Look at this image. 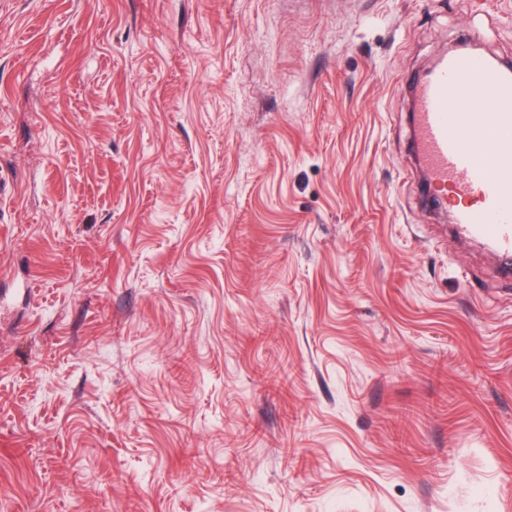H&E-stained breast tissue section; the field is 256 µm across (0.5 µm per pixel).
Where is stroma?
Masks as SVG:
<instances>
[{
	"label": "stroma",
	"instance_id": "stroma-1",
	"mask_svg": "<svg viewBox=\"0 0 512 512\" xmlns=\"http://www.w3.org/2000/svg\"><path fill=\"white\" fill-rule=\"evenodd\" d=\"M464 32L512 0H0V512H512V280L399 88Z\"/></svg>",
	"mask_w": 512,
	"mask_h": 512
}]
</instances>
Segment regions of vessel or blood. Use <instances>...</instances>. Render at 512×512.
<instances>
[{"instance_id":"obj_1","label":"vessel or blood","mask_w":512,"mask_h":512,"mask_svg":"<svg viewBox=\"0 0 512 512\" xmlns=\"http://www.w3.org/2000/svg\"><path fill=\"white\" fill-rule=\"evenodd\" d=\"M410 139L427 206L457 232L512 256V66L462 43L433 62L409 95Z\"/></svg>"}]
</instances>
